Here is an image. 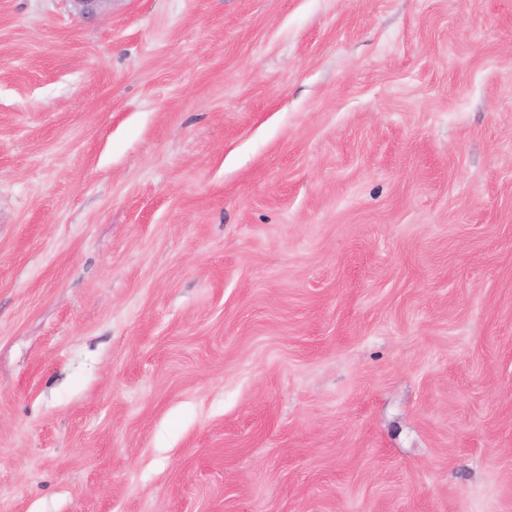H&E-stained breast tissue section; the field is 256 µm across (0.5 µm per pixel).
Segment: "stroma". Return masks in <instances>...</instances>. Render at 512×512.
Returning <instances> with one entry per match:
<instances>
[{"instance_id":"obj_1","label":"stroma","mask_w":512,"mask_h":512,"mask_svg":"<svg viewBox=\"0 0 512 512\" xmlns=\"http://www.w3.org/2000/svg\"><path fill=\"white\" fill-rule=\"evenodd\" d=\"M0 512H512V0H0Z\"/></svg>"}]
</instances>
